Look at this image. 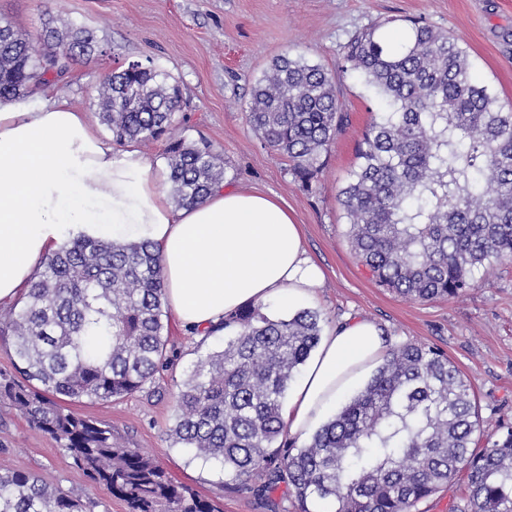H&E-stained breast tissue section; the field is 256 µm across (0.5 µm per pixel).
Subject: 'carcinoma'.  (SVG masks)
<instances>
[{
    "label": "carcinoma",
    "instance_id": "1",
    "mask_svg": "<svg viewBox=\"0 0 512 512\" xmlns=\"http://www.w3.org/2000/svg\"><path fill=\"white\" fill-rule=\"evenodd\" d=\"M391 21L344 46L345 67L383 103L362 133L357 164L338 190L348 237L381 286L413 301L455 296L475 272L512 260V106L473 78L469 47L414 20L401 44ZM32 40L0 18V101L38 89L98 52L92 32L49 20ZM58 55L52 70L43 58ZM341 73L303 57L276 59L251 91L249 121L306 189L348 122ZM181 90L159 66L132 62L98 90L103 123L119 144L167 135V180L178 206L224 182L206 142L177 132ZM169 318L159 249L149 243L74 240L42 261L23 296L0 314L20 375L0 374V401L49 434L129 512H219L176 485L112 427L58 403L131 395L168 365ZM224 347L191 371L176 398L174 443L224 468V486L284 483L301 512H412L463 475L467 496L451 512H512V427L488 434L469 380L438 349L388 350L363 389L300 447L283 440L282 401L321 336L308 309L270 318L249 305L217 327ZM0 512H88L38 473L0 466Z\"/></svg>",
    "mask_w": 512,
    "mask_h": 512
}]
</instances>
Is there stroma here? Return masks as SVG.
<instances>
[{
	"label": "stroma",
	"mask_w": 512,
	"mask_h": 512,
	"mask_svg": "<svg viewBox=\"0 0 512 512\" xmlns=\"http://www.w3.org/2000/svg\"><path fill=\"white\" fill-rule=\"evenodd\" d=\"M1 16L33 39L51 16L94 33L100 55L71 66L25 102L66 100L87 112L103 135L108 129L95 102L108 73L133 61L168 71L182 93V134L222 156L225 185L282 197L302 225L307 254L324 272L304 306L320 313L323 330L359 315L384 331L389 346L439 348L470 380L486 432L512 425V261L481 268L474 287L458 296L419 302L376 284L349 243L336 195L378 109L364 81L348 75L338 85L349 122L311 188L294 180L286 157L269 149L248 120L251 87L274 59L300 55L340 70L350 37L388 18H420L463 40L476 79L510 105L512 0H0ZM223 345V334L202 339L170 320V363L152 383L130 396L84 399L70 408L111 425L127 446L152 456L173 483L215 500L220 512H300L286 487L266 496L247 486L225 487L217 463H199L170 437L180 385L198 361ZM0 464L41 473L90 502L91 512H128L54 439L1 402Z\"/></svg>",
	"instance_id": "stroma-1"
}]
</instances>
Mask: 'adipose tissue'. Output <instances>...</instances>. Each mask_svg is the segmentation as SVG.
I'll return each mask as SVG.
<instances>
[{"mask_svg":"<svg viewBox=\"0 0 512 512\" xmlns=\"http://www.w3.org/2000/svg\"><path fill=\"white\" fill-rule=\"evenodd\" d=\"M151 169L136 148L116 152L67 101L0 105V303L74 238L157 245L168 307L201 336L242 306L273 300L290 312L320 287L323 272L282 198L218 186L175 209ZM385 350L370 320L329 330L284 413L287 432L314 430Z\"/></svg>","mask_w":512,"mask_h":512,"instance_id":"obj_1","label":"adipose tissue"}]
</instances>
